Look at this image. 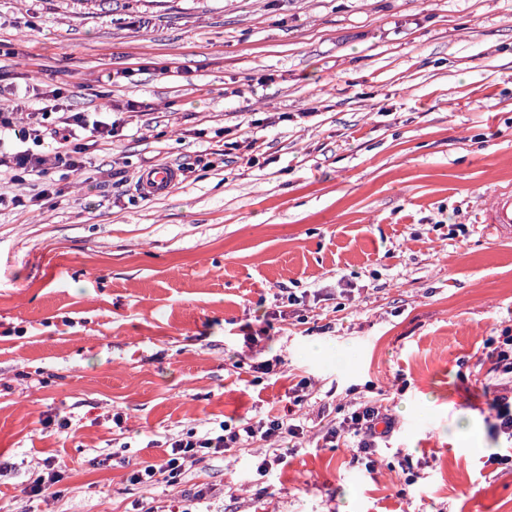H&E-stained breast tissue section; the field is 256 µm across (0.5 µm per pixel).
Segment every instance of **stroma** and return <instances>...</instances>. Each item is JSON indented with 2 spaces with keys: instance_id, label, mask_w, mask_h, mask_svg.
<instances>
[{
  "instance_id": "stroma-1",
  "label": "stroma",
  "mask_w": 512,
  "mask_h": 512,
  "mask_svg": "<svg viewBox=\"0 0 512 512\" xmlns=\"http://www.w3.org/2000/svg\"><path fill=\"white\" fill-rule=\"evenodd\" d=\"M1 43L2 104L140 108L42 205L0 207V512L200 488L212 512H512L490 397L512 377L487 355L512 336V238L480 221L512 184V0H0ZM162 164L193 170L142 198ZM304 379L305 442L268 475L257 443L129 482L121 459L282 415ZM377 397L370 472L323 436ZM62 410L74 437L46 426ZM47 458L56 497H27Z\"/></svg>"
}]
</instances>
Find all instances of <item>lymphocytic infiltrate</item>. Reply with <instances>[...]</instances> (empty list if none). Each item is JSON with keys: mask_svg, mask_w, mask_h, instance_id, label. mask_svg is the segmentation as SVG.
<instances>
[{"mask_svg": "<svg viewBox=\"0 0 512 512\" xmlns=\"http://www.w3.org/2000/svg\"><path fill=\"white\" fill-rule=\"evenodd\" d=\"M64 98V90L59 87L43 94L38 108L27 114L21 113L16 103L0 106V143L9 138L20 143L17 149L0 151V176L6 175L18 182L23 176L33 175L42 179L44 191L51 190L49 162H56L72 172L82 170L91 149L98 142L113 137L121 125L117 119L101 120L83 112L66 111ZM45 141L52 145L53 156L34 152V145ZM392 427L393 420L383 405L371 401L345 413L338 426L326 431L324 439L329 443H344L356 456L368 460ZM304 437L305 424L295 408L272 419L246 420L236 425L223 421L201 432L190 431L167 439L165 456L155 462L136 463L128 479L146 486H170L178 481L185 467L198 458L272 440L297 448Z\"/></svg>", "mask_w": 512, "mask_h": 512, "instance_id": "obj_1", "label": "lymphocytic infiltrate"}]
</instances>
